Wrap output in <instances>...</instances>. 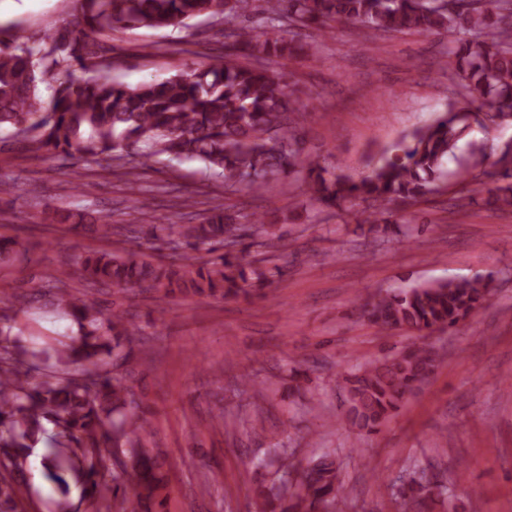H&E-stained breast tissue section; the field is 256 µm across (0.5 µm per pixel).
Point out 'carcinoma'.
Wrapping results in <instances>:
<instances>
[{
  "mask_svg": "<svg viewBox=\"0 0 512 512\" xmlns=\"http://www.w3.org/2000/svg\"><path fill=\"white\" fill-rule=\"evenodd\" d=\"M255 0H76L74 20L48 32L18 30L0 39V128L23 131L29 149L121 161L138 147L139 165L155 157L196 160L224 176L230 192H261L271 174L303 178L315 205L341 212L362 203L369 231L386 233L393 207H411L436 191L446 176L445 159L472 125L512 120V0H461L445 9L438 0H264L270 19L285 18L297 32L287 39L277 26L257 31L242 25ZM206 16L231 30L234 53L161 80L130 86L107 75L112 58L102 53L101 34L132 27L181 28ZM338 25H360L382 34L411 32L448 37L455 58L456 105L404 137L356 179L302 158L298 137L303 91L284 73L263 63L317 50L313 30L324 37ZM94 72L51 85L62 71ZM51 90L44 97L43 88ZM485 145L468 142V156L455 186L480 182ZM490 176L494 203L512 210V147H504ZM232 206H217L199 224H180L167 258L120 247L76 256L91 287L140 289L164 296L250 298L271 273L251 259V235L271 245L275 233L265 217L239 223ZM211 254L201 261L195 253ZM65 269L53 276L55 305L78 327V335L53 349L54 363L11 338L12 317L0 314V512H18L23 474L32 448L48 443L45 468L56 485L58 507L70 512L71 488L97 504V512H151L163 504L168 475L158 456L143 447L147 419L127 375L99 369L106 357L124 366L152 362L140 329L121 309L106 311L94 294L66 287ZM489 282L461 279L424 282L351 304L381 331L420 335L452 329L480 309ZM441 362L425 343L407 347L382 363L359 366L341 380L344 419L358 434L376 433L404 401L427 382ZM52 424L49 431L46 424ZM279 485L261 491L255 512H336L342 497L340 465L322 454L298 478L282 468ZM113 473L115 484L106 482ZM399 512H432L445 505L441 484L425 474L400 481L392 492Z\"/></svg>",
  "mask_w": 512,
  "mask_h": 512,
  "instance_id": "cac0c4a2",
  "label": "carcinoma"
}]
</instances>
